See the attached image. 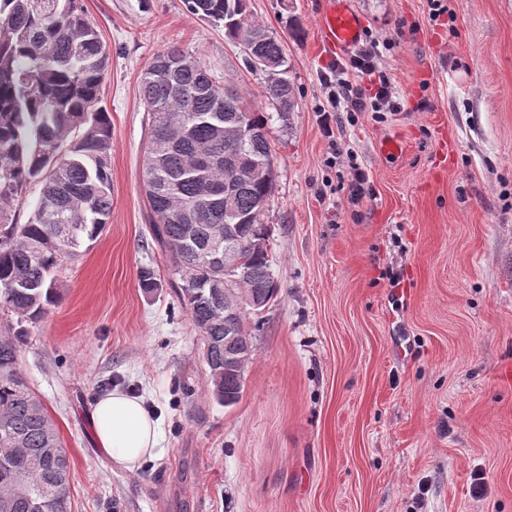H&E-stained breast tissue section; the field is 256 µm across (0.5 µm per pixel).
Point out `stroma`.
<instances>
[{
  "label": "stroma",
  "mask_w": 512,
  "mask_h": 512,
  "mask_svg": "<svg viewBox=\"0 0 512 512\" xmlns=\"http://www.w3.org/2000/svg\"><path fill=\"white\" fill-rule=\"evenodd\" d=\"M325 2L246 0L285 49L296 105L279 112L265 73L184 0H81L109 51L112 213L20 355L70 456L74 512H512V384L497 377L512 359V0H351L399 108L340 114L330 138ZM174 45L265 112L274 149L280 291L230 407L149 230L139 77ZM354 163L370 181L357 201ZM115 388L160 427L133 471L90 428Z\"/></svg>",
  "instance_id": "obj_1"
}]
</instances>
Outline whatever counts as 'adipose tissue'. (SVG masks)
<instances>
[{
  "instance_id": "obj_1",
  "label": "adipose tissue",
  "mask_w": 512,
  "mask_h": 512,
  "mask_svg": "<svg viewBox=\"0 0 512 512\" xmlns=\"http://www.w3.org/2000/svg\"><path fill=\"white\" fill-rule=\"evenodd\" d=\"M90 423L98 448L126 469L153 456L159 445L158 423L136 397L115 390L97 398Z\"/></svg>"
}]
</instances>
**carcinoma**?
<instances>
[{"label":"carcinoma","mask_w":512,"mask_h":512,"mask_svg":"<svg viewBox=\"0 0 512 512\" xmlns=\"http://www.w3.org/2000/svg\"><path fill=\"white\" fill-rule=\"evenodd\" d=\"M189 13L278 62L267 72L268 95L291 112L295 90L281 41L253 23L245 0H185ZM108 57L78 0H0V313L16 321L0 330V512H72L59 493L71 460L56 422L19 367L20 343L60 298L55 272L96 239L112 210V127L100 106ZM147 112L143 181L150 230L166 253L176 295L199 329L212 397L235 404L253 349L244 307L227 325L224 303L278 294L262 217L273 188L267 117L221 87L192 57L173 47L157 54L139 80ZM245 130L224 142V128ZM233 157L238 181L232 210L224 208ZM262 174L251 175L254 162ZM41 185L27 223L14 206L27 186ZM230 247L240 261L224 295V265L205 256ZM235 336L233 342L225 337ZM234 354L237 367H224Z\"/></svg>","instance_id":"obj_1"}]
</instances>
